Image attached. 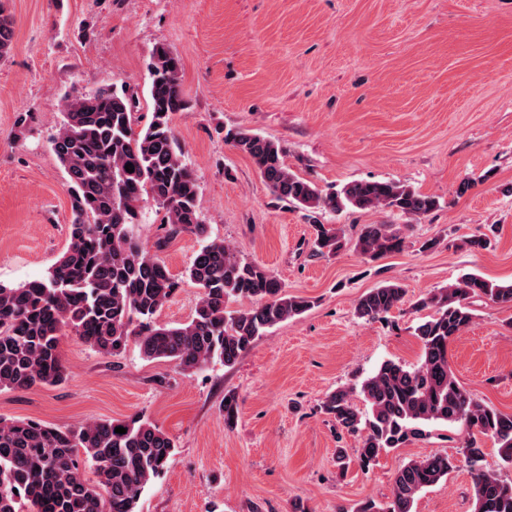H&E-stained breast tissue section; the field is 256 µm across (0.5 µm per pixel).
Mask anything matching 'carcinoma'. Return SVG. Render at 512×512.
Returning a JSON list of instances; mask_svg holds the SVG:
<instances>
[{"mask_svg":"<svg viewBox=\"0 0 512 512\" xmlns=\"http://www.w3.org/2000/svg\"><path fill=\"white\" fill-rule=\"evenodd\" d=\"M13 35L8 0H0V59L11 53ZM181 71L176 53L164 45L153 49L151 119L141 128L136 99L125 91L99 88L64 96L63 119L51 144L69 183V242L46 276L0 285V390L64 381L59 346L69 334L104 355H118L132 342L144 358L169 361L183 373L215 361L231 366L271 328L314 305L310 297L289 294L266 267L208 239L197 207L198 179L172 125L173 115L187 109ZM224 139L253 160L275 199L311 213L352 207L423 216L437 206L433 197L393 181H355L324 191L286 165L280 144L242 129L228 130ZM128 163L134 172L126 171ZM147 198L163 213L164 237L185 233L202 241L185 271L200 296L183 323L153 321L177 290L178 278L130 233ZM314 224L315 254L329 257L344 248L342 229ZM404 242L398 224H366L355 250L376 260L401 251ZM231 297L255 304L229 314L225 303ZM404 297L398 284H382L359 298L356 315L379 319ZM475 297L512 306V283L467 274L430 290L414 305L430 310L414 328L422 344L420 364L385 361L360 388L337 389L322 401V413L336 428L359 435L363 467L425 437L432 424L452 425L464 434L458 456L408 461L389 496L367 499L355 512H413L422 491L463 467L472 475V512H512V481L484 467L486 438L497 445L502 464L512 467V414L462 387L448 360L449 341L473 320ZM357 396L367 412L355 404ZM224 400V425L230 428L239 399L227 391ZM117 427L127 432L119 434ZM174 448V440L139 413L65 429L0 417V512H137L142 490L163 472ZM82 463L93 471L94 483L84 479Z\"/></svg>","mask_w":512,"mask_h":512,"instance_id":"cac0c4a2","label":"carcinoma"}]
</instances>
